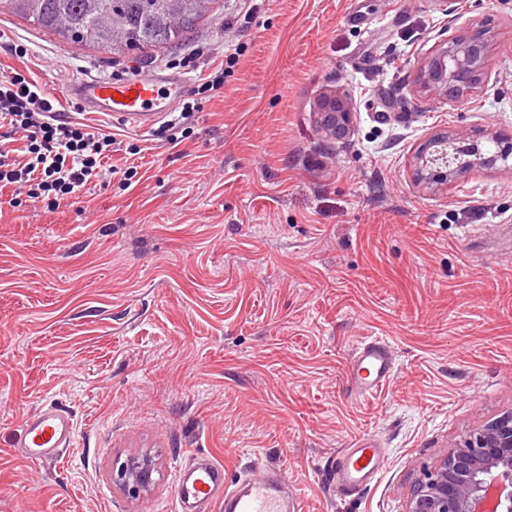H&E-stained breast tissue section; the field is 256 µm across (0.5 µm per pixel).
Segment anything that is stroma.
I'll return each mask as SVG.
<instances>
[{"instance_id": "stroma-1", "label": "stroma", "mask_w": 512, "mask_h": 512, "mask_svg": "<svg viewBox=\"0 0 512 512\" xmlns=\"http://www.w3.org/2000/svg\"><path fill=\"white\" fill-rule=\"evenodd\" d=\"M458 4L490 56L477 101L442 105L413 94L447 35L439 0H212L184 43L123 56L0 0V70L81 122L73 80L134 65L198 88L224 68L174 129L109 125L112 172L79 198L0 189V512H173L193 453L223 462L228 488L281 470L304 512H406L441 450L512 410V170L428 193L408 166L439 132L512 133V0ZM333 90L354 102L337 144L316 122ZM375 337L395 372L361 398L346 366ZM48 401L76 444L30 462L13 446ZM363 432L386 466L344 494L331 463ZM135 455L158 477L131 500L111 472Z\"/></svg>"}]
</instances>
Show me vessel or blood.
<instances>
[{"label":"vessel or blood","instance_id":"1","mask_svg":"<svg viewBox=\"0 0 512 512\" xmlns=\"http://www.w3.org/2000/svg\"><path fill=\"white\" fill-rule=\"evenodd\" d=\"M187 90L180 76L155 73L118 80L71 82L65 94L82 102L89 115L142 131L151 129L172 112ZM394 373L389 345L374 339L353 353L347 376L359 396L378 392ZM75 423L68 412L55 404H45L24 419V436L17 453L33 462L61 458L72 447ZM384 457L371 435L355 436L349 447L337 456L332 467L340 487L359 489L379 474ZM178 512L190 502L213 508L214 512H304L298 492L289 490L288 481L278 474L246 479L228 489L224 486V465L215 459L179 468L174 485Z\"/></svg>","mask_w":512,"mask_h":512}]
</instances>
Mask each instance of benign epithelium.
Segmentation results:
<instances>
[{
  "instance_id": "benign-epithelium-1",
  "label": "benign epithelium",
  "mask_w": 512,
  "mask_h": 512,
  "mask_svg": "<svg viewBox=\"0 0 512 512\" xmlns=\"http://www.w3.org/2000/svg\"><path fill=\"white\" fill-rule=\"evenodd\" d=\"M439 2L452 33L424 53L416 92L451 105L475 94L490 47L457 26L462 18L457 0ZM352 114L349 95L333 91L321 101L317 123L328 139L340 142L350 132ZM410 167L418 186L436 192L473 171L512 169V137L498 131L437 134L414 154ZM156 472L150 457H128L113 463L112 484L136 500L151 491ZM406 512H512V411L461 435L435 467L422 473Z\"/></svg>"
}]
</instances>
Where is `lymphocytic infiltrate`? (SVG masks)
Segmentation results:
<instances>
[{"mask_svg":"<svg viewBox=\"0 0 512 512\" xmlns=\"http://www.w3.org/2000/svg\"><path fill=\"white\" fill-rule=\"evenodd\" d=\"M0 126L21 136L22 156L0 144V187L29 201L59 206L102 179L115 137L65 116L39 85L17 71L0 72Z\"/></svg>","mask_w":512,"mask_h":512,"instance_id":"f902f5d3","label":"lymphocytic infiltrate"}]
</instances>
